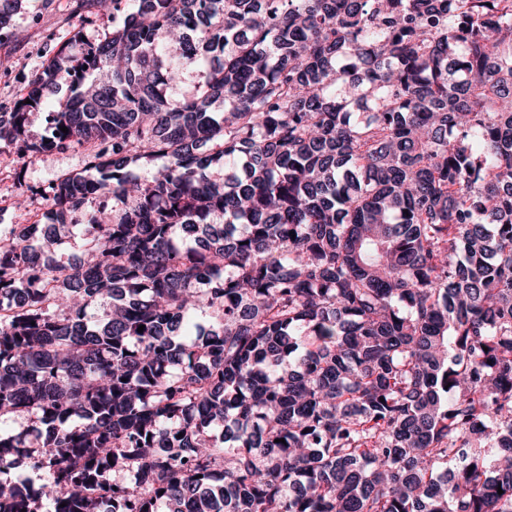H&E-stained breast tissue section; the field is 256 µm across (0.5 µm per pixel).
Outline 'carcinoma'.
I'll return each instance as SVG.
<instances>
[{
	"instance_id": "obj_1",
	"label": "carcinoma",
	"mask_w": 512,
	"mask_h": 512,
	"mask_svg": "<svg viewBox=\"0 0 512 512\" xmlns=\"http://www.w3.org/2000/svg\"><path fill=\"white\" fill-rule=\"evenodd\" d=\"M93 8L0 112L87 157L0 231V512H512V0ZM68 92L69 82L61 80L51 92L47 93L44 102L31 115V122L28 127L30 137L38 139L45 134L49 112H56L58 110L59 105L64 102Z\"/></svg>"
}]
</instances>
